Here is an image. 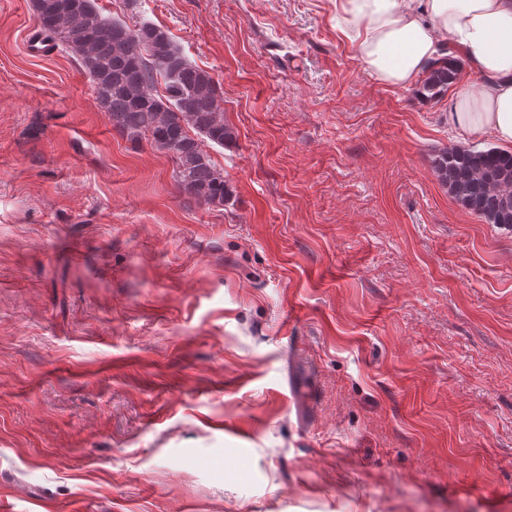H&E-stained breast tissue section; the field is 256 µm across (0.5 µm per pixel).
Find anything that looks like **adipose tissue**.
Segmentation results:
<instances>
[{
    "label": "adipose tissue",
    "mask_w": 512,
    "mask_h": 512,
    "mask_svg": "<svg viewBox=\"0 0 512 512\" xmlns=\"http://www.w3.org/2000/svg\"><path fill=\"white\" fill-rule=\"evenodd\" d=\"M336 29L378 83L406 87L442 43L461 48L479 84L448 102L460 137L512 146V0H335Z\"/></svg>",
    "instance_id": "obj_1"
}]
</instances>
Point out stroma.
<instances>
[{"mask_svg": "<svg viewBox=\"0 0 512 512\" xmlns=\"http://www.w3.org/2000/svg\"><path fill=\"white\" fill-rule=\"evenodd\" d=\"M218 84L223 207L0 0V498L12 512H512V228L330 0H98ZM478 149L494 140L464 141Z\"/></svg>", "mask_w": 512, "mask_h": 512, "instance_id": "1", "label": "stroma"}]
</instances>
